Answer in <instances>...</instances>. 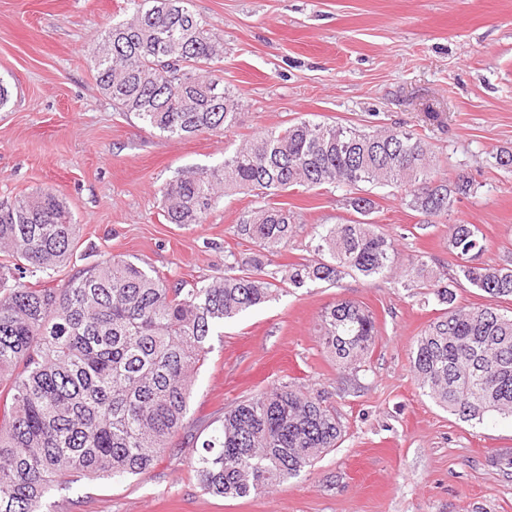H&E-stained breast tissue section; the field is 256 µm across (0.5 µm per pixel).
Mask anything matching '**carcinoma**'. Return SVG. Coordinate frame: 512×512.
Here are the masks:
<instances>
[{"label": "carcinoma", "mask_w": 512, "mask_h": 512, "mask_svg": "<svg viewBox=\"0 0 512 512\" xmlns=\"http://www.w3.org/2000/svg\"><path fill=\"white\" fill-rule=\"evenodd\" d=\"M125 12L86 53L113 107L175 138L242 123L241 101L216 69L224 41L199 21L191 0H125ZM367 184L398 188L408 209L444 220L474 191L467 173L442 174L428 143L409 130L300 118L253 136L212 170L163 186L169 224H202L231 194L263 200L237 225L255 251L230 253L224 277L188 288L114 256L59 288L43 285L77 247L65 202L42 188L0 203V512H39L53 488L75 478L117 482L149 472L185 428L214 328L275 299L285 284L334 285L357 274L423 290L440 313L411 351L422 394L467 422L512 416V315L491 304L460 305L454 293L464 280L509 300L512 265L478 261L487 239L464 223L448 225L454 276L423 255L401 260L369 219L376 203ZM323 185L347 188L344 205L356 218L317 225L312 258L275 278L268 267L288 246L295 220L267 198ZM319 332L336 366L354 372L378 338L372 313L350 300L324 307ZM207 429L189 466L203 490L234 499L300 476L342 438L324 394L292 382L237 401Z\"/></svg>", "instance_id": "obj_1"}]
</instances>
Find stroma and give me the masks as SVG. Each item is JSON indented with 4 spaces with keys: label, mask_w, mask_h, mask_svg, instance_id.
Listing matches in <instances>:
<instances>
[{
    "label": "stroma",
    "mask_w": 512,
    "mask_h": 512,
    "mask_svg": "<svg viewBox=\"0 0 512 512\" xmlns=\"http://www.w3.org/2000/svg\"><path fill=\"white\" fill-rule=\"evenodd\" d=\"M224 39L225 87L243 102L226 132L172 139L116 111L97 87L85 49L124 0H0V201L53 189L79 226V247L53 277L63 284L111 256L189 283L220 277L256 205L219 199L205 223L178 226L161 214L163 185L189 169L220 165L244 140L307 118L418 133L447 176L466 172L477 190L447 224L408 209L399 189L375 188L372 218L401 258L452 268L448 227L477 225L487 262H512V0H191ZM325 185L278 202L296 232L280 264L311 257L314 227L351 214ZM338 299L366 307L379 336L365 370L339 369L318 333ZM436 305L388 279L359 275L317 283L252 308L215 328L189 401L187 423L155 468L120 482L77 479L47 498L49 512H512V419L465 422L423 396L410 351ZM293 381L323 392L344 426L339 448L287 484L243 499L207 494L188 460L194 438L225 407Z\"/></svg>",
    "instance_id": "obj_1"
}]
</instances>
